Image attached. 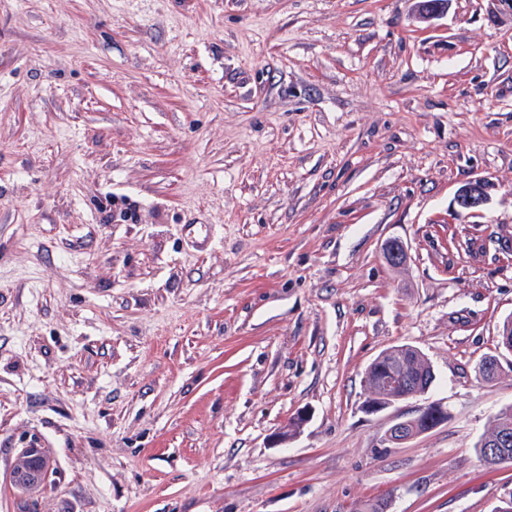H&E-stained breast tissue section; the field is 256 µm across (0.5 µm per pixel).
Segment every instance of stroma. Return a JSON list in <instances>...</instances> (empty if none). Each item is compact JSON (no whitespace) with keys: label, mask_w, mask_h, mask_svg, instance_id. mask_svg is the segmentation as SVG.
Returning <instances> with one entry per match:
<instances>
[{"label":"stroma","mask_w":512,"mask_h":512,"mask_svg":"<svg viewBox=\"0 0 512 512\" xmlns=\"http://www.w3.org/2000/svg\"><path fill=\"white\" fill-rule=\"evenodd\" d=\"M416 2L0 0V512L499 506L512 0ZM403 344L434 385L365 413ZM33 440L55 472L23 494ZM487 201L485 182L475 180L461 188L456 196V203L462 210H475ZM448 412L440 404H429L420 408L412 417H400L392 421L384 441L403 444L425 434L447 421ZM504 428H508L511 431L512 435V406H508L505 408H502L498 411V413L494 416L490 427L487 429V431L482 435L481 439L475 446L476 452L485 464L493 466L499 464L498 462L491 460L487 457L493 456L495 458L501 457L500 452L498 451V448H503V444H507V441L509 440L508 437H503L501 440L487 443L482 442L483 437L486 435L492 434L494 432H497L499 430H503ZM481 442L482 447L484 448L485 453H483V449L481 448ZM55 469V460L47 448L35 443L20 448L11 466L8 481L12 489L25 492L45 488Z\"/></svg>","instance_id":"stroma-1"}]
</instances>
